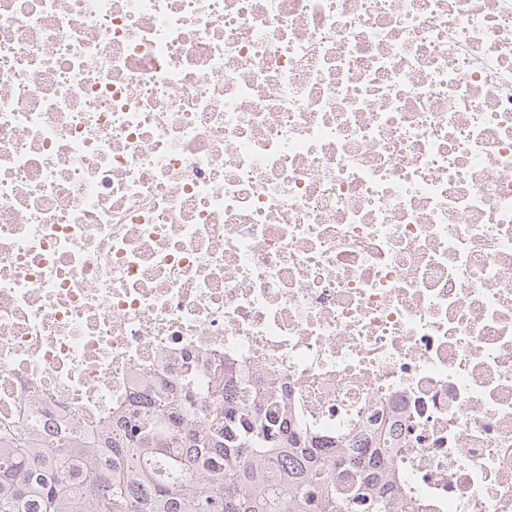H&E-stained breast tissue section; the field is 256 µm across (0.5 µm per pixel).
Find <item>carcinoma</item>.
Here are the masks:
<instances>
[{
	"label": "carcinoma",
	"mask_w": 512,
	"mask_h": 512,
	"mask_svg": "<svg viewBox=\"0 0 512 512\" xmlns=\"http://www.w3.org/2000/svg\"><path fill=\"white\" fill-rule=\"evenodd\" d=\"M212 366L205 382L187 369L115 408L99 451L0 447V512H347L350 501L398 512L371 488L384 467L376 444L338 456L336 476L302 425L284 427L241 373Z\"/></svg>",
	"instance_id": "cac0c4a2"
}]
</instances>
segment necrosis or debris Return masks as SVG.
I'll use <instances>...</instances> for the list:
<instances>
[{"label":"necrosis or debris","mask_w":512,"mask_h":512,"mask_svg":"<svg viewBox=\"0 0 512 512\" xmlns=\"http://www.w3.org/2000/svg\"><path fill=\"white\" fill-rule=\"evenodd\" d=\"M213 356L512 512V0H0V446Z\"/></svg>","instance_id":"obj_1"}]
</instances>
